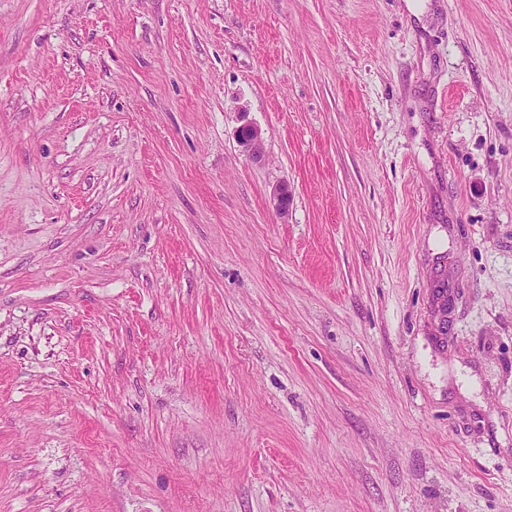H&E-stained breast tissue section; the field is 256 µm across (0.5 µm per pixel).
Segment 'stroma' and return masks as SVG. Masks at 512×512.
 I'll list each match as a JSON object with an SVG mask.
<instances>
[{
    "instance_id": "stroma-1",
    "label": "stroma",
    "mask_w": 512,
    "mask_h": 512,
    "mask_svg": "<svg viewBox=\"0 0 512 512\" xmlns=\"http://www.w3.org/2000/svg\"><path fill=\"white\" fill-rule=\"evenodd\" d=\"M0 512H512V0H0ZM237 138L244 152L253 158H259L262 136L258 127L250 123H244L238 129Z\"/></svg>"
}]
</instances>
